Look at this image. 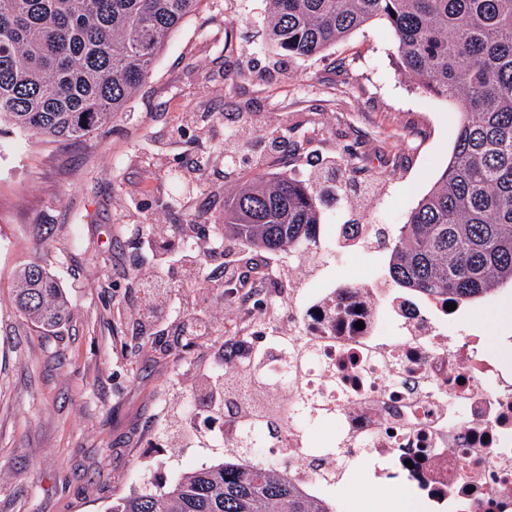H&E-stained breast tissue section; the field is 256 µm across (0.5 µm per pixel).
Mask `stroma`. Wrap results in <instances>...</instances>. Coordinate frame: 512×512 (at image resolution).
Masks as SVG:
<instances>
[{"instance_id": "35a3bbf8", "label": "stroma", "mask_w": 512, "mask_h": 512, "mask_svg": "<svg viewBox=\"0 0 512 512\" xmlns=\"http://www.w3.org/2000/svg\"><path fill=\"white\" fill-rule=\"evenodd\" d=\"M266 15V0H202L110 126L75 144L0 139V512H105L226 458L185 429L191 414L213 411L195 381L219 375L239 327L215 308L209 335L182 347L183 315L196 308L184 285L163 321L140 319L143 277L179 255L128 225L210 227L255 172L307 180L349 153L368 193L322 187V223L393 233L447 166L458 115L404 77L384 21L284 63L261 47ZM245 127L260 137L263 165L224 150ZM31 261L71 303L49 331L12 305L15 271ZM507 303L512 287L466 304L455 324L511 363Z\"/></svg>"}]
</instances>
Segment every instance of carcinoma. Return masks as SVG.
<instances>
[{
	"mask_svg": "<svg viewBox=\"0 0 512 512\" xmlns=\"http://www.w3.org/2000/svg\"><path fill=\"white\" fill-rule=\"evenodd\" d=\"M266 45L289 59L317 55L373 19L392 30L400 68L460 114L440 177L391 239L399 288L466 302L512 284V0H269ZM201 0H0V134L74 143L112 123L146 81L170 33ZM320 181L256 174L224 199V237L261 251L325 255ZM17 311L43 327L68 299L36 262L15 273ZM263 387L260 361L224 370V401L240 382ZM235 451L276 428L277 409L248 405ZM107 512H332L287 468L257 457L189 473L163 494Z\"/></svg>",
	"mask_w": 512,
	"mask_h": 512,
	"instance_id": "1",
	"label": "carcinoma"
}]
</instances>
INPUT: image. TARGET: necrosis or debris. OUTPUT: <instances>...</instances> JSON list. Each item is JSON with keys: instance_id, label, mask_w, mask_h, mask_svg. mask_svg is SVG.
Here are the masks:
<instances>
[{"instance_id": "necrosis-or-debris-1", "label": "necrosis or debris", "mask_w": 512, "mask_h": 512, "mask_svg": "<svg viewBox=\"0 0 512 512\" xmlns=\"http://www.w3.org/2000/svg\"><path fill=\"white\" fill-rule=\"evenodd\" d=\"M226 310L252 312L242 348L256 352L288 335L312 352L284 405L297 392L332 415L289 429L276 451L292 480L312 496L344 486L343 467L311 464L310 449L345 446L374 478L408 491L419 512H512V365L478 340L448 331L445 300L393 287L326 277L304 295L269 290ZM288 300V324L263 314Z\"/></svg>"}]
</instances>
